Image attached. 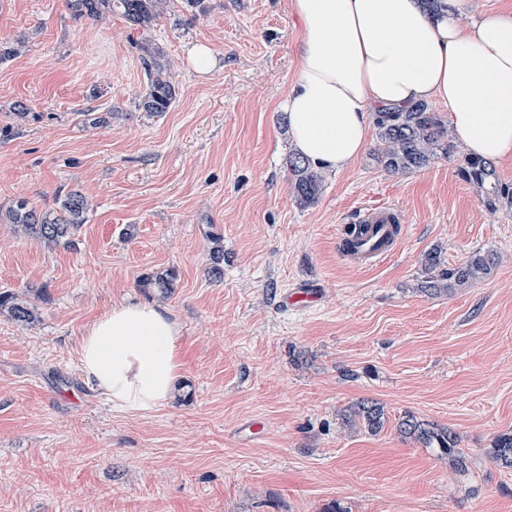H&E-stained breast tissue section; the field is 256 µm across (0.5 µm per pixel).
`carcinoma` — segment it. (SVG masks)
<instances>
[{
  "label": "carcinoma",
  "mask_w": 512,
  "mask_h": 512,
  "mask_svg": "<svg viewBox=\"0 0 512 512\" xmlns=\"http://www.w3.org/2000/svg\"><path fill=\"white\" fill-rule=\"evenodd\" d=\"M67 7L76 20L88 18L99 21L118 13L134 28L147 32L167 7V0H67ZM162 58L163 52L157 47L145 50L143 65L148 90L138 107L149 114L169 111L176 100L170 67ZM376 127L378 161L394 173L427 167L437 155L441 142L449 139L443 121L424 103H418L405 112L381 113L376 117ZM286 165L292 174V190L297 204L304 208L313 205L322 188L321 172L300 156H288ZM460 173L479 188L490 187L501 202L512 206V191L496 183L490 162L467 157ZM91 210V201L82 193L72 191L58 198L55 208L46 211H39L20 199L5 211V216L8 223L16 225L26 236L54 247L70 246L87 222ZM494 267V256L475 254L467 262L448 268L439 253L431 251L425 257L426 277L420 283V289L429 294L449 295L483 280ZM2 311L20 326L29 325L36 318L35 307L14 293L0 292ZM344 418L352 426L360 419L368 430L375 432L382 427L384 412L377 404L368 406L360 403L350 407ZM400 431L428 448L440 449L448 458V468L452 471L463 473L468 468L467 458L456 448L455 436L447 431L419 421L412 415L402 420ZM493 453L503 464L512 465V434L500 436Z\"/></svg>",
  "instance_id": "carcinoma-1"
}]
</instances>
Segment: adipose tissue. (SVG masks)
Returning <instances> with one entry per match:
<instances>
[{
    "label": "adipose tissue",
    "mask_w": 512,
    "mask_h": 512,
    "mask_svg": "<svg viewBox=\"0 0 512 512\" xmlns=\"http://www.w3.org/2000/svg\"><path fill=\"white\" fill-rule=\"evenodd\" d=\"M300 26L295 78L280 104L296 153L341 172L363 152L375 113L447 106L469 154L512 158V15L462 26L459 0H290ZM181 327L166 309L128 303L80 342L86 379L113 407L166 405L181 370Z\"/></svg>",
    "instance_id": "1"
}]
</instances>
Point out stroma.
<instances>
[{
    "instance_id": "obj_1",
    "label": "stroma",
    "mask_w": 512,
    "mask_h": 512,
    "mask_svg": "<svg viewBox=\"0 0 512 512\" xmlns=\"http://www.w3.org/2000/svg\"><path fill=\"white\" fill-rule=\"evenodd\" d=\"M298 29L287 0H209L197 17L169 0L146 33L73 19L66 0H0V40L22 45L0 64V211L69 191L93 203L72 247L0 220V292L38 311L24 327L0 314V512H512V467L491 457L512 433V208L461 176L464 145L402 174L373 137L299 207L278 108ZM148 42L178 86L159 115L138 108ZM202 43L214 74L188 63ZM382 203L406 218L399 247L345 260L347 220ZM434 249L496 266L431 296L416 284ZM170 272L168 297L146 287ZM304 288L316 303L286 305ZM129 302L183 330L174 396L147 416L80 367L87 328ZM358 402L382 406L379 432L344 425ZM407 415L456 435L469 470L449 477L401 433Z\"/></svg>"
}]
</instances>
